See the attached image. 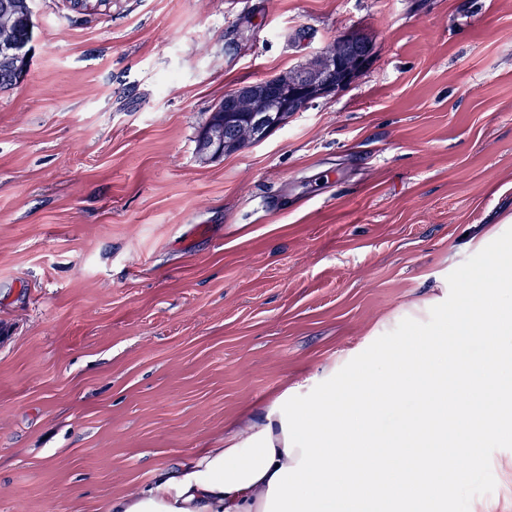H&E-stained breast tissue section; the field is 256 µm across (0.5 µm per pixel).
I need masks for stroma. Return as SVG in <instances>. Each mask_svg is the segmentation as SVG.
Segmentation results:
<instances>
[{
    "instance_id": "35a3bbf8",
    "label": "stroma",
    "mask_w": 512,
    "mask_h": 512,
    "mask_svg": "<svg viewBox=\"0 0 512 512\" xmlns=\"http://www.w3.org/2000/svg\"><path fill=\"white\" fill-rule=\"evenodd\" d=\"M0 92V512H103L300 410L512 243V0H32ZM372 59L211 158L226 92L337 36ZM512 512V438L470 472ZM2 13L12 18V36L8 43L0 41V90L17 85L27 75L36 28L30 0H0Z\"/></svg>"
}]
</instances>
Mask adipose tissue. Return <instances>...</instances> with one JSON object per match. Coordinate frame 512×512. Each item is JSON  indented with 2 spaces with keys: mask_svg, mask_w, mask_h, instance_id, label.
I'll list each match as a JSON object with an SVG mask.
<instances>
[{
  "mask_svg": "<svg viewBox=\"0 0 512 512\" xmlns=\"http://www.w3.org/2000/svg\"><path fill=\"white\" fill-rule=\"evenodd\" d=\"M477 286L449 331L407 337L300 413L280 402L243 439L192 455L105 512H447L448 489L476 448L512 431L511 248ZM471 336L492 349L483 363L459 355ZM407 398L417 414L385 438L377 418Z\"/></svg>",
  "mask_w": 512,
  "mask_h": 512,
  "instance_id": "adipose-tissue-1",
  "label": "adipose tissue"
}]
</instances>
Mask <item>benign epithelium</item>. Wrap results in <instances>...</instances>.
<instances>
[{
	"mask_svg": "<svg viewBox=\"0 0 512 512\" xmlns=\"http://www.w3.org/2000/svg\"><path fill=\"white\" fill-rule=\"evenodd\" d=\"M338 51L331 55L319 74L303 73L290 88L269 79L237 87L224 95V112L232 116L245 108L251 123L266 127L282 124L291 112H300L314 99L328 95L350 83L370 61L372 46L361 34L349 33L336 37ZM236 133L219 135L211 131L203 134L207 150L221 151L234 142Z\"/></svg>",
	"mask_w": 512,
	"mask_h": 512,
	"instance_id": "7a95c632",
	"label": "benign epithelium"
}]
</instances>
